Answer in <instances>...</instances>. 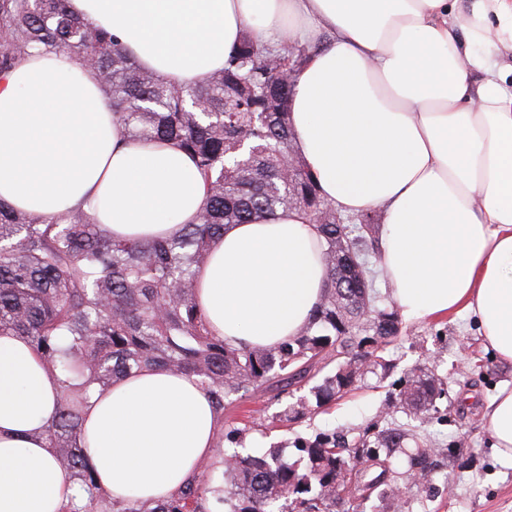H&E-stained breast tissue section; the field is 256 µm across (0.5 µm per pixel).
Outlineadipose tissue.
Listing matches in <instances>:
<instances>
[{
  "label": "adipose tissue",
  "instance_id": "adipose-tissue-1",
  "mask_svg": "<svg viewBox=\"0 0 512 512\" xmlns=\"http://www.w3.org/2000/svg\"><path fill=\"white\" fill-rule=\"evenodd\" d=\"M70 0L175 86L219 71L244 27L261 42L328 29L293 76L292 147L325 198L380 210L381 267L400 319L471 314L512 361V0ZM0 199L35 215L80 206L118 238L168 237L206 201L187 152L133 144L96 73L66 55L0 82ZM301 210L231 224L199 269L197 303L233 346L277 349L326 286ZM59 383L29 343L0 334V512H58L79 490L48 448ZM512 461V388L487 414ZM224 420L181 373L146 369L93 395L85 452L120 501L167 499L216 451Z\"/></svg>",
  "mask_w": 512,
  "mask_h": 512
}]
</instances>
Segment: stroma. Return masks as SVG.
Listing matches in <instances>:
<instances>
[{"label":"stroma","instance_id":"obj_1","mask_svg":"<svg viewBox=\"0 0 512 512\" xmlns=\"http://www.w3.org/2000/svg\"><path fill=\"white\" fill-rule=\"evenodd\" d=\"M383 352L385 367L365 369L352 391L302 422L285 425L277 415L308 396V387L281 396L247 393L224 414L228 427L244 429L245 452L260 455L274 445L291 447L295 438L321 434L354 445L362 436L399 429L405 439L391 459L396 474L409 468L421 448L437 449L428 475L406 497L371 495L357 512H512V463L498 456L486 412L505 385L512 387V362L488 346L474 317L451 315L402 324ZM438 378L446 395L438 412L414 416L400 392L412 375Z\"/></svg>","mask_w":512,"mask_h":512}]
</instances>
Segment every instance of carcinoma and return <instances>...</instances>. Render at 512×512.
<instances>
[{
    "mask_svg": "<svg viewBox=\"0 0 512 512\" xmlns=\"http://www.w3.org/2000/svg\"><path fill=\"white\" fill-rule=\"evenodd\" d=\"M44 52L74 56L100 78L105 102L133 141H171L195 161L206 202L190 224L165 238L116 239L81 207L58 219L35 216L0 199V333L26 339L61 383L57 413L45 434L68 480L84 493L62 512H336L385 485L365 480L400 447L382 434L352 450L318 438L287 461L283 449L262 455L224 450L170 499L148 508L120 504L97 485L82 448L90 388L145 368L197 379L219 414L235 396L259 388L284 392L307 383L331 363L336 371L310 388L307 400L279 417L296 421L350 391L358 363L385 365L384 346L400 333L398 313L377 307L371 258L381 255L378 225L351 224L327 201L302 157L291 151L288 73L311 54L299 41L257 42L246 29L224 63L198 84L170 85L137 60L107 30L69 8V0H0V80ZM299 209L324 238L323 299L301 334L283 347L235 348L214 335L195 300L196 274L228 224L259 214ZM444 393L433 377L414 376L401 393L410 413L435 408ZM224 469L227 483L213 485Z\"/></svg>",
    "mask_w": 512,
    "mask_h": 512,
    "instance_id": "1",
    "label": "carcinoma"
}]
</instances>
